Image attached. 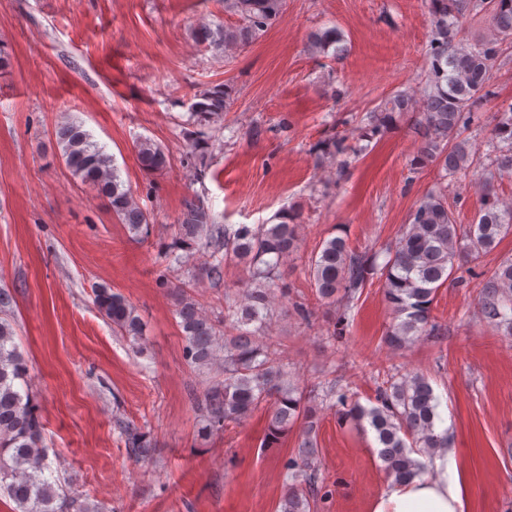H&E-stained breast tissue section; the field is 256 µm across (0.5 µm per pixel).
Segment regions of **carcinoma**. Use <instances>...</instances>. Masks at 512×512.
<instances>
[{
    "instance_id": "carcinoma-1",
    "label": "carcinoma",
    "mask_w": 512,
    "mask_h": 512,
    "mask_svg": "<svg viewBox=\"0 0 512 512\" xmlns=\"http://www.w3.org/2000/svg\"><path fill=\"white\" fill-rule=\"evenodd\" d=\"M285 0H224V12L239 24L213 30L199 29L198 38L218 50L244 48L259 39L282 12ZM431 40L427 50L429 74L421 97L398 92L367 115L360 139L367 140L390 128L396 119L415 114L413 129L420 141L415 164L436 163L442 169L467 176L479 162L478 149L461 136L471 122L472 105L486 87L500 51L499 42L512 38V0H428ZM486 14L495 37L468 43L462 36L467 14ZM336 27L318 29L309 36L312 52L338 58L346 51ZM231 104L230 92L216 85L199 94L190 115L203 125L224 121ZM487 143L493 148L491 166L498 174L512 173V105L492 118ZM59 158L81 182L105 198L120 223L146 236L151 214L141 206L131 188L120 180L112 155L92 140L91 134L73 123L55 130ZM362 151L341 140H320L312 152L334 159ZM142 169L159 172L168 155L145 139L137 145ZM274 224L229 228L218 224L211 209L198 197L185 202L171 249L185 250L197 243L212 249L218 263L207 273L220 275L223 263L246 266L249 286L239 297L224 296V329L210 320L199 303L182 293L176 314L185 340V355L199 366L216 360L224 363V380L206 392V424L203 433L218 430L249 415L260 405L269 408L265 444L277 442L300 425L298 446L283 463L292 480L281 500L280 512H311V505L328 495L317 466L316 437L322 407L336 409L338 419L360 428L369 427L377 441L384 470L394 484L412 481L424 473L417 456L435 448H448V432L440 425L439 402L429 380L418 373L386 375L375 396V405H363L356 394L335 377L299 388L290 383L283 350L262 340L260 326L271 320L278 298L288 295L280 282V266L298 249L299 225L275 217ZM512 234V205L490 195L479 202L476 222L458 224L448 208L447 190L431 189L415 204L406 230L391 245L373 253L353 249L347 238L334 236L322 242L311 257L309 273L317 296L331 304L344 301L337 324H347L350 302L370 280L383 282L384 294L394 314L385 341L397 350L421 336H440L442 325L430 315L437 290L454 273L462 256L472 263L492 251ZM223 257H218L219 253ZM98 310L112 328L138 342L144 329L135 307L122 295L105 287L95 289ZM481 316L488 324L512 335V260L501 262L481 282L478 296ZM29 368L14 341L7 318H0V496L16 504V512H89L72 495L48 462L43 444V425L29 393ZM130 451L150 455L144 436L126 426Z\"/></svg>"
}]
</instances>
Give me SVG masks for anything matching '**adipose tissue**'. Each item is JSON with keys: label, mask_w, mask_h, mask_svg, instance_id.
<instances>
[{"label": "adipose tissue", "mask_w": 512, "mask_h": 512, "mask_svg": "<svg viewBox=\"0 0 512 512\" xmlns=\"http://www.w3.org/2000/svg\"><path fill=\"white\" fill-rule=\"evenodd\" d=\"M430 469L428 476L389 486L371 512H464V485L458 473L448 470L447 449H435Z\"/></svg>", "instance_id": "obj_1"}]
</instances>
